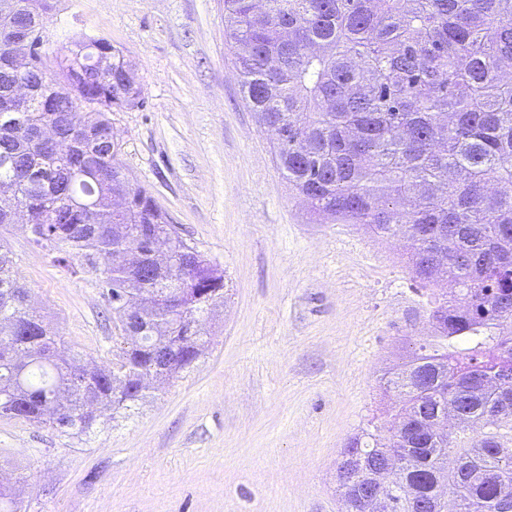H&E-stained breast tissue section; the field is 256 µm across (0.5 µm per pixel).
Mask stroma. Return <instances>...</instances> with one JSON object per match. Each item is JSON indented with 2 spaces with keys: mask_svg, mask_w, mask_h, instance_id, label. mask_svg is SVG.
Segmentation results:
<instances>
[{
  "mask_svg": "<svg viewBox=\"0 0 512 512\" xmlns=\"http://www.w3.org/2000/svg\"><path fill=\"white\" fill-rule=\"evenodd\" d=\"M46 33L51 58L81 35L130 56L143 102L112 115L117 160L226 288L193 367L89 436L0 417V464L26 512H344L341 452L389 433L380 381L431 330L402 242L308 222L241 98L224 0H57ZM28 236L13 224L0 241L60 351L111 366L96 275Z\"/></svg>",
  "mask_w": 512,
  "mask_h": 512,
  "instance_id": "stroma-1",
  "label": "stroma"
}]
</instances>
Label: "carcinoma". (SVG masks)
Returning <instances> with one entry per match:
<instances>
[{
    "mask_svg": "<svg viewBox=\"0 0 512 512\" xmlns=\"http://www.w3.org/2000/svg\"><path fill=\"white\" fill-rule=\"evenodd\" d=\"M224 0L244 100L265 120L312 224L401 237L431 294L434 328L390 372L394 431L349 439L336 481L346 512H512V0ZM55 0H0V228L20 207L35 243L98 277L115 324L132 325L118 369L67 359L0 250V416L79 440L204 353L200 318L224 302V270L179 235L117 162L110 115L142 100L133 63L106 38L42 54ZM19 43L31 67L8 63ZM112 72L98 70L101 56ZM36 89L30 111L13 85ZM71 141L56 156L39 138ZM0 512L22 502L0 488Z\"/></svg>",
    "mask_w": 512,
    "mask_h": 512,
    "instance_id": "1",
    "label": "carcinoma"
}]
</instances>
